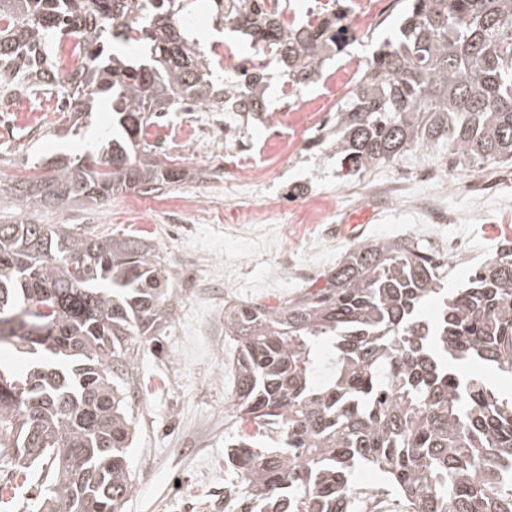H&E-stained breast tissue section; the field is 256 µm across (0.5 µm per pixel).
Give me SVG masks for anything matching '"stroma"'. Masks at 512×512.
Listing matches in <instances>:
<instances>
[{"label":"stroma","instance_id":"1","mask_svg":"<svg viewBox=\"0 0 512 512\" xmlns=\"http://www.w3.org/2000/svg\"><path fill=\"white\" fill-rule=\"evenodd\" d=\"M192 8L195 37L215 48L221 58L213 82L233 79L237 64L253 50L236 33L216 28L206 9L208 0ZM349 30L344 50L324 69L321 78L306 86L292 84L277 63H270L267 107L258 119L240 121L233 112H169L164 120L196 132L180 167L188 178L181 190L208 197L220 190L228 205L240 209L269 196L300 204L322 191L345 192L344 210L371 205L374 218L366 225L367 238L418 237L439 244V227H416L407 221L410 207L431 197L448 213L451 224L468 225L477 241L465 256L454 258L452 282L467 279L472 266L508 239L494 219L512 206V162L482 168L456 167L444 147H418L394 162L354 176L339 175L336 161L320 131L313 130L293 158L272 155L268 177L260 187L240 192L230 181L229 169L209 164L212 153L223 150L225 137L238 142L265 141L282 106L303 109L319 105L335 114L349 89L338 79L346 72L357 80L378 44L393 36L400 21L398 0H340ZM55 97L17 100L0 112V183L32 177L29 161L63 151L83 156L101 130L111 125L110 106L96 110L95 123L81 138H57V129L69 126L65 113L54 111ZM429 170L450 176L456 192L443 183L414 184L412 175ZM485 189L491 204L473 209L465 193L468 185ZM125 198L113 196L102 205L74 201L38 211L41 224H77L89 235L117 238L137 234L149 239L170 272L176 306L160 332L146 337L138 357L139 383L132 415L135 433L129 450L134 491L125 512H224V496L234 473L224 465V449L239 435L251 436L255 447H269V439L254 424L239 419L232 403L233 344L224 337V311L237 303L275 306L306 288L325 286L338 260L353 246V238L339 234L335 225L323 227V242L311 250L302 239L284 234L279 223L174 224L145 196L142 222L121 214Z\"/></svg>","mask_w":512,"mask_h":512}]
</instances>
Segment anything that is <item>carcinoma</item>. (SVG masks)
<instances>
[{"label":"carcinoma","mask_w":512,"mask_h":512,"mask_svg":"<svg viewBox=\"0 0 512 512\" xmlns=\"http://www.w3.org/2000/svg\"><path fill=\"white\" fill-rule=\"evenodd\" d=\"M401 25L373 52L336 111L331 154L355 175L425 144L456 165L512 160V0H402ZM192 0H0V103L50 88L91 124L112 107L96 153L56 159L50 175L8 186L21 216L0 224V467L36 472L41 512H124L134 490L129 413L144 336L172 313L161 257L142 237H91L36 224L33 210L147 194L189 172L145 160L148 122L187 100L257 116L270 55L308 84L348 35L336 12L286 25L271 0H213L255 50L224 89L213 58L175 14ZM82 39L62 75L55 37ZM136 45L140 58L122 54ZM448 254L419 238L356 243L323 288L277 307L224 312L235 343L236 412L277 447L227 444L239 485L230 512H512V393L466 372L512 380V243L448 289ZM440 302L433 321L426 300ZM326 365L327 376L317 379ZM379 473L363 488L358 471Z\"/></svg>","instance_id":"1"}]
</instances>
